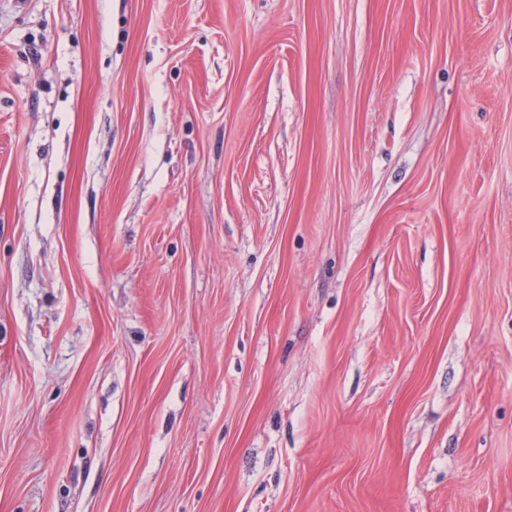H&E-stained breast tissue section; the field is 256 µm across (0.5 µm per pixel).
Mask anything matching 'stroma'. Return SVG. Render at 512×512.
<instances>
[{
  "label": "stroma",
  "mask_w": 512,
  "mask_h": 512,
  "mask_svg": "<svg viewBox=\"0 0 512 512\" xmlns=\"http://www.w3.org/2000/svg\"><path fill=\"white\" fill-rule=\"evenodd\" d=\"M0 512H512V0H0Z\"/></svg>",
  "instance_id": "obj_1"
}]
</instances>
